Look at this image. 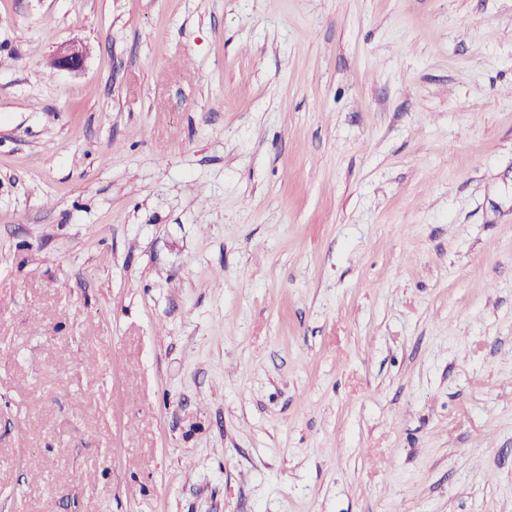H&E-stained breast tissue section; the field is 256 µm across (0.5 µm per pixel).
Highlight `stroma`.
<instances>
[{
	"instance_id": "1",
	"label": "stroma",
	"mask_w": 512,
	"mask_h": 512,
	"mask_svg": "<svg viewBox=\"0 0 512 512\" xmlns=\"http://www.w3.org/2000/svg\"><path fill=\"white\" fill-rule=\"evenodd\" d=\"M0 512H512V0H0ZM86 57V48L79 42H66L57 46L52 64L55 68L70 72L82 69Z\"/></svg>"
}]
</instances>
